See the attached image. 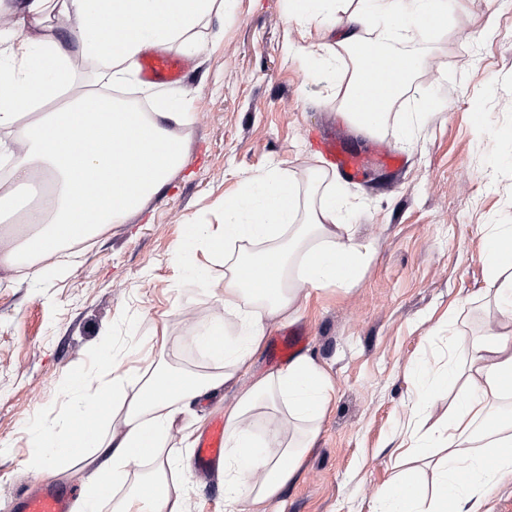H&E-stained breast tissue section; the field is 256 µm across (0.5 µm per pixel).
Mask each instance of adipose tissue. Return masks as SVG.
Here are the masks:
<instances>
[{
    "label": "adipose tissue",
    "mask_w": 512,
    "mask_h": 512,
    "mask_svg": "<svg viewBox=\"0 0 512 512\" xmlns=\"http://www.w3.org/2000/svg\"><path fill=\"white\" fill-rule=\"evenodd\" d=\"M453 0H357L336 28V48L308 49V68H329L339 86L337 104L359 100L349 118L358 132L375 135L389 123L391 109L408 83L426 66L419 49L433 28L446 25ZM224 14V0H17L0 2V158L8 161L12 186L47 185L35 204L22 210L11 232L0 233V263L20 278L49 280L66 268L65 245L96 236L141 210L183 165L187 151L169 122L185 121V97L168 95L155 112L118 104L111 88L136 74L146 51L190 43L194 30ZM101 65L96 83L74 84L71 48ZM313 189L301 196L294 177L271 170L246 178L239 195L224 202V230L213 236L187 225L176 261L196 280L199 247L223 253L224 312L235 324L207 322L192 342L214 361L218 373L200 375L154 367L140 373L111 362V382L93 383L85 372L68 373L72 411L36 430L33 446L54 467L83 468L92 449L106 452L87 483L76 512H170L163 473L128 485L130 466L160 458L175 464L171 447L177 415L199 398L237 381L259 351L271 317L296 314L303 286L354 283L367 262L343 219L349 202L342 187L310 176ZM481 259L490 273L485 297L495 306L498 331L479 341L456 338L466 347L465 368L435 374L425 364L411 376L415 399L427 409L437 385L462 381L464 390L448 409L447 421L422 432L419 460H435L431 491L417 489L413 473L398 474L374 512H486L488 490L512 474V224H490ZM137 385L122 422L105 431L110 394ZM334 392L331 377L302 355L240 390L224 408V504L237 512H266L267 503L292 481L313 447ZM285 413V422L259 439L252 430L255 410Z\"/></svg>",
    "instance_id": "adipose-tissue-1"
}]
</instances>
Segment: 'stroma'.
<instances>
[{"mask_svg": "<svg viewBox=\"0 0 512 512\" xmlns=\"http://www.w3.org/2000/svg\"><path fill=\"white\" fill-rule=\"evenodd\" d=\"M287 14L288 0H224L223 23L200 29L193 47L172 46L189 63L186 76L152 86L148 104L186 93L191 120L170 129L186 140L187 161L141 212L77 246L51 284L19 280L0 264V512H11L16 491L44 482L82 493L87 471L47 473L31 455V431L67 411L68 371L99 378L102 346L140 369L154 362L219 371L190 338L224 317V262L198 253L209 272L204 285L184 274L175 262L183 228L218 229L225 197L247 177L279 168L306 187L308 172L322 165L312 132L336 131L366 154L389 145L404 165L372 164L345 184L347 221L370 251L358 281L305 287L298 314L267 327L270 340L287 329L309 336L307 355L335 387L311 453L269 512H370L408 438L410 368L447 355L450 310H460L455 330L466 339L495 328L498 314L482 297V227L512 224V161L490 155L494 140L512 149V0H462L427 37L430 71L397 106L428 114L408 141L392 123L373 137L357 132L336 103L333 76L288 55L294 46L335 43V33L315 27L302 36ZM490 19L492 34L476 40ZM478 113L484 123H475ZM233 395L225 389L176 417L171 443L182 462L166 478L185 512H224L223 470L198 473L184 440L201 435Z\"/></svg>", "mask_w": 512, "mask_h": 512, "instance_id": "obj_1", "label": "stroma"}]
</instances>
